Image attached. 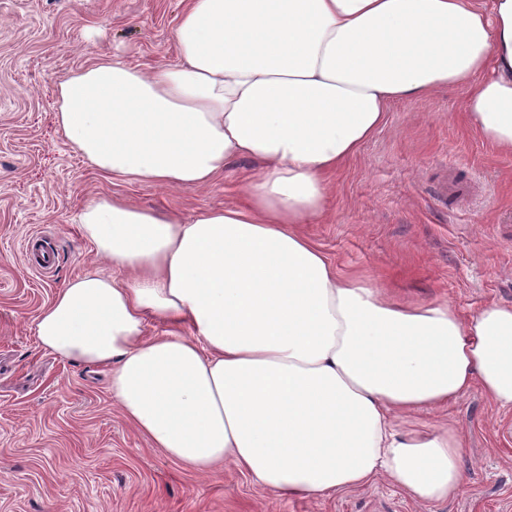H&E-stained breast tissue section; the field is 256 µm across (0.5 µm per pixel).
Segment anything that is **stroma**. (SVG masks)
I'll return each instance as SVG.
<instances>
[{
    "instance_id": "1",
    "label": "stroma",
    "mask_w": 512,
    "mask_h": 512,
    "mask_svg": "<svg viewBox=\"0 0 512 512\" xmlns=\"http://www.w3.org/2000/svg\"><path fill=\"white\" fill-rule=\"evenodd\" d=\"M184 0H0V512H512V411L473 388L410 424L465 436V485L415 502L377 479L281 499L232 465L201 475L154 448L112 403L108 370L41 347L34 319L68 280L107 264L75 217L117 194L192 216L244 191L251 161L194 189L106 179L55 123V87L110 57L149 71L178 61ZM466 91L394 102L337 173L328 212L304 225L346 273L470 316L512 305V154L467 121ZM54 262L33 267L39 246Z\"/></svg>"
}]
</instances>
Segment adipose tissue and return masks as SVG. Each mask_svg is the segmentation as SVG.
<instances>
[{"label": "adipose tissue", "instance_id": "1", "mask_svg": "<svg viewBox=\"0 0 512 512\" xmlns=\"http://www.w3.org/2000/svg\"><path fill=\"white\" fill-rule=\"evenodd\" d=\"M172 39L176 65L98 60L60 82L64 138L106 175L165 188L259 168L241 202L190 218L84 207L113 271L65 283L39 343L111 367L123 416L187 470L224 460L280 498L382 479L448 499L461 431L398 423L475 386L512 409V306L396 300L301 227L393 101L466 88L469 124L512 153V0H188Z\"/></svg>", "mask_w": 512, "mask_h": 512}]
</instances>
